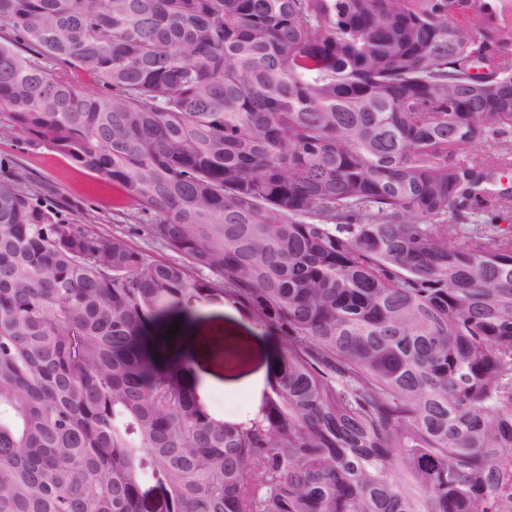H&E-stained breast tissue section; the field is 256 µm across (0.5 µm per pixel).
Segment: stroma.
<instances>
[{"mask_svg": "<svg viewBox=\"0 0 512 512\" xmlns=\"http://www.w3.org/2000/svg\"><path fill=\"white\" fill-rule=\"evenodd\" d=\"M0 156L14 159L32 190L75 207L88 229L123 238L152 259L177 261L176 253L136 222V206L110 180L73 166L63 155L3 126ZM193 316L191 342L169 347L171 357L187 360L178 379L203 396L214 416L228 422L243 420L272 390L281 340L228 303L199 304Z\"/></svg>", "mask_w": 512, "mask_h": 512, "instance_id": "stroma-1", "label": "stroma"}]
</instances>
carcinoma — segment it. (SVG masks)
<instances>
[{
    "mask_svg": "<svg viewBox=\"0 0 512 512\" xmlns=\"http://www.w3.org/2000/svg\"><path fill=\"white\" fill-rule=\"evenodd\" d=\"M0 512H512V0H0ZM34 54H25L22 48ZM506 225H501V222ZM227 301L272 393L212 416L150 329ZM0 156L14 159L32 190L48 193L65 207L78 209L76 218L88 229L121 237L154 260H179L176 253L153 239L145 226L136 222L137 206L112 181L73 166L63 155L45 145L28 143L22 134L3 126Z\"/></svg>",
    "mask_w": 512,
    "mask_h": 512,
    "instance_id": "1",
    "label": "carcinoma"
}]
</instances>
